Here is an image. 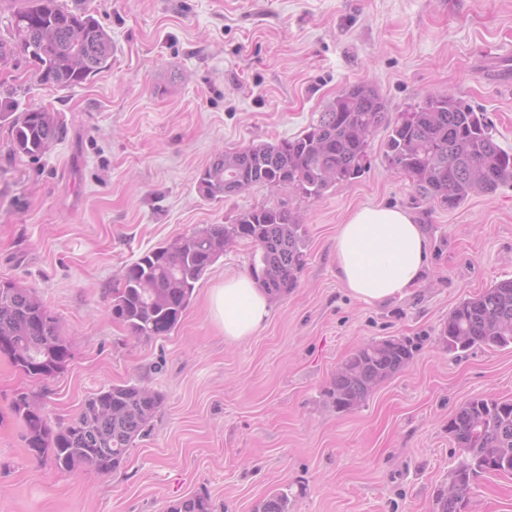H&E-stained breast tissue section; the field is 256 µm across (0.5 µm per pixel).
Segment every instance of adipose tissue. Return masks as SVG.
<instances>
[{"label": "adipose tissue", "instance_id": "obj_1", "mask_svg": "<svg viewBox=\"0 0 512 512\" xmlns=\"http://www.w3.org/2000/svg\"><path fill=\"white\" fill-rule=\"evenodd\" d=\"M428 241L408 212L391 207L354 210L336 233V275L354 298L378 304L403 297L427 264ZM207 306L229 341L254 336L271 317L266 294L252 276L228 272L210 288Z\"/></svg>", "mask_w": 512, "mask_h": 512}]
</instances>
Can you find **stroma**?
<instances>
[{
    "label": "stroma",
    "mask_w": 512,
    "mask_h": 512,
    "mask_svg": "<svg viewBox=\"0 0 512 512\" xmlns=\"http://www.w3.org/2000/svg\"><path fill=\"white\" fill-rule=\"evenodd\" d=\"M112 37L107 69L57 90L26 66H0V101L58 112L61 138L10 160L0 127V280L35 289L71 344L40 381L0 357V512H168L208 493L218 512H252L273 491L291 512H436L459 462L448 420L476 396L512 401V347L442 348L461 300L512 279V183L448 208L391 171L378 130L354 179L314 201L262 186L217 200L197 179L224 150L305 130L346 88L367 83L390 117L452 93L486 113L512 152V0H81ZM288 204L307 233L291 292L255 336L225 340L206 295L249 272L238 241L198 282L170 334L134 339L113 319L125 265L243 210ZM423 225L429 259L401 299L369 305L336 277L339 224L365 206ZM412 338L414 360L358 407L326 391L362 343ZM163 405L124 466L60 473L26 448L12 403L22 393L50 424L112 384ZM463 512H512V474L478 473Z\"/></svg>",
    "instance_id": "35a3bbf8"
}]
</instances>
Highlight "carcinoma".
Instances as JSON below:
<instances>
[{
    "mask_svg": "<svg viewBox=\"0 0 512 512\" xmlns=\"http://www.w3.org/2000/svg\"><path fill=\"white\" fill-rule=\"evenodd\" d=\"M8 37L0 39V62L21 52L36 80L68 89L110 65L112 38L91 15L65 0H22L7 16ZM9 121L7 153L14 159L44 154L61 136L57 113L30 107ZM389 129L384 158L412 179L425 199L454 208L471 196L491 193L512 182V152L495 138L484 113L455 96L432 95L387 118L386 106L369 84L353 85L299 135L218 155L198 178L206 200L229 197L263 186L287 190L306 200L320 198L332 185L362 171L370 143L381 126ZM245 241L253 248L252 276L273 298L296 286L306 263V229L286 205L245 210L231 224H210L172 243L143 253L121 274L122 287L112 301V317L136 338L169 334L188 307L196 284L224 254ZM448 351L475 346L512 345V280H503L459 302L438 336ZM417 346L391 336L356 348L336 370L326 392L338 412L356 408L384 381L406 368ZM38 379L60 373L71 356L56 318L32 288L0 283V356ZM162 405V397L136 384H115L87 398L75 417L52 428L40 408L19 397L14 413L35 456L48 457L60 472L89 467L108 475L126 462L136 439ZM448 434L464 459L453 468L456 494L440 495L438 512H461L474 475L494 464L512 474V402L475 397L448 419ZM288 493L275 491L253 512H290ZM170 512H214L206 494H194L170 506Z\"/></svg>",
    "mask_w": 512,
    "mask_h": 512,
    "instance_id": "carcinoma-1",
    "label": "carcinoma"
}]
</instances>
